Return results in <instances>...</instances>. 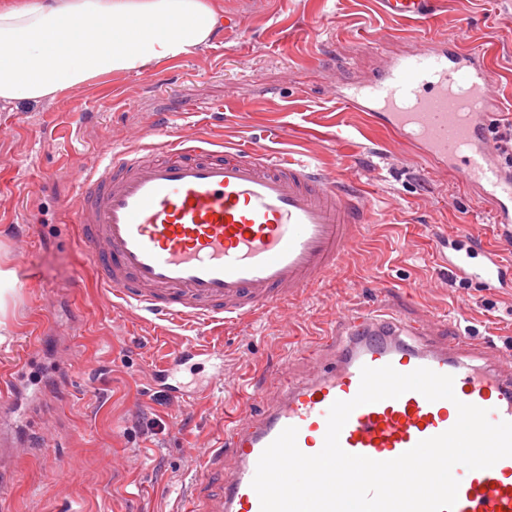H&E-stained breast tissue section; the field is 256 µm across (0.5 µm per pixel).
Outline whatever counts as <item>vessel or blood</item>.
I'll return each instance as SVG.
<instances>
[{
    "instance_id": "obj_1",
    "label": "vessel or blood",
    "mask_w": 512,
    "mask_h": 512,
    "mask_svg": "<svg viewBox=\"0 0 512 512\" xmlns=\"http://www.w3.org/2000/svg\"><path fill=\"white\" fill-rule=\"evenodd\" d=\"M382 2L390 17L418 21L428 17L432 0ZM492 82L485 50L432 35L426 46L391 58L367 84L340 87L336 100L410 145L416 157L479 188L494 223L508 225L512 168L488 130L499 110ZM71 178L77 191L66 208L101 286L130 309L201 335L213 325L298 304L311 288L332 282L373 221L370 206L310 162L282 156L258 139L212 149L186 125L147 149L110 147L92 168H74ZM445 262L471 284L503 285L505 264L494 255L477 265L456 254ZM472 347L466 337L453 348L429 342L417 324L389 312L344 320L335 335L302 349L312 358L332 349L319 371L289 382L258 416L228 420L225 444L204 454L203 473L182 512H261L251 482L264 449L293 426L301 452H320L331 405L357 395L365 366L451 375L456 398L431 402L409 391L355 408L339 438L348 453L395 459L450 429L460 401L486 409L491 422L512 421V372L497 369L498 354L487 345L485 363L467 361ZM223 357L215 345L191 342L157 380L171 379L188 360ZM24 399L14 386L0 391V440ZM453 474L459 481L453 512H512V457L488 469L458 465Z\"/></svg>"
}]
</instances>
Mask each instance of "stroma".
<instances>
[{"mask_svg":"<svg viewBox=\"0 0 512 512\" xmlns=\"http://www.w3.org/2000/svg\"><path fill=\"white\" fill-rule=\"evenodd\" d=\"M213 3L241 24L188 55L0 108V262L17 275L0 368L19 366L39 395L17 420L8 512H179L199 456L224 440L225 412L256 414L277 397L282 371L309 374L297 346L350 312L436 319L447 339L471 336L512 360V271L488 291L441 256V241L467 233L512 259L490 204L333 96L336 82L365 81L438 32L487 50L497 120L512 121V0H438L420 31L376 0ZM185 124L217 146L261 137L311 159L376 220L336 280L302 304L211 328L223 382H212L211 363L189 362L177 392L151 375L194 330L129 312L102 288L62 205L75 193L72 168L106 145L155 143L160 129Z\"/></svg>","mask_w":512,"mask_h":512,"instance_id":"obj_1","label":"stroma"}]
</instances>
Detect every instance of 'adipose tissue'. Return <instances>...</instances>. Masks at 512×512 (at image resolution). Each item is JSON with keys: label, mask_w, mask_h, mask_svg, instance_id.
Returning a JSON list of instances; mask_svg holds the SVG:
<instances>
[{"label": "adipose tissue", "mask_w": 512, "mask_h": 512, "mask_svg": "<svg viewBox=\"0 0 512 512\" xmlns=\"http://www.w3.org/2000/svg\"><path fill=\"white\" fill-rule=\"evenodd\" d=\"M211 0H0V102H38L208 43Z\"/></svg>", "instance_id": "ef3b65f1"}]
</instances>
